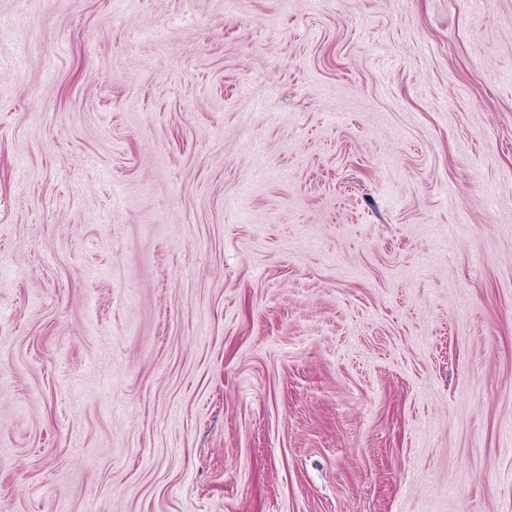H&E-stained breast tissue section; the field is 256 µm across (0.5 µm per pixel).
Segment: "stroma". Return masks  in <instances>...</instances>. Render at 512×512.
Wrapping results in <instances>:
<instances>
[{
  "instance_id": "stroma-1",
  "label": "stroma",
  "mask_w": 512,
  "mask_h": 512,
  "mask_svg": "<svg viewBox=\"0 0 512 512\" xmlns=\"http://www.w3.org/2000/svg\"><path fill=\"white\" fill-rule=\"evenodd\" d=\"M0 512H512V0H0Z\"/></svg>"
}]
</instances>
